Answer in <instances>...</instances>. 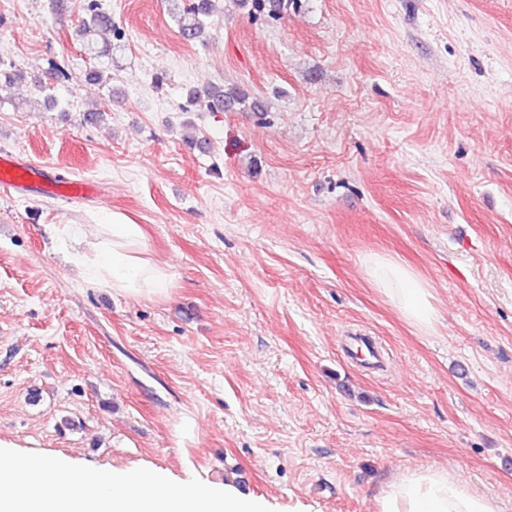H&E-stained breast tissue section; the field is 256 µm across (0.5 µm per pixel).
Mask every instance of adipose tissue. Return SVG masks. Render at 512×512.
Instances as JSON below:
<instances>
[{
  "instance_id": "1",
  "label": "adipose tissue",
  "mask_w": 512,
  "mask_h": 512,
  "mask_svg": "<svg viewBox=\"0 0 512 512\" xmlns=\"http://www.w3.org/2000/svg\"><path fill=\"white\" fill-rule=\"evenodd\" d=\"M55 232L61 250L79 267L86 283L131 298L168 293L169 268L149 257L143 225L123 213L104 215L92 224H60ZM364 268L373 286L405 322L423 333L434 329L438 313L433 293L417 272L378 254L366 256ZM376 512H501V508L495 498L452 478L447 470L425 467L387 483Z\"/></svg>"
}]
</instances>
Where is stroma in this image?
Wrapping results in <instances>:
<instances>
[{
    "mask_svg": "<svg viewBox=\"0 0 512 512\" xmlns=\"http://www.w3.org/2000/svg\"><path fill=\"white\" fill-rule=\"evenodd\" d=\"M101 7L126 31L108 81L83 0H0V72L23 74L0 148L109 187L0 189V443L275 512H375L434 465L512 512V0H302L268 24L226 0L201 42L177 0ZM221 83L267 111L186 109ZM100 211L144 226L168 296L80 279L52 227ZM374 253L429 283L432 333L372 286ZM358 336L380 369L344 355Z\"/></svg>",
    "mask_w": 512,
    "mask_h": 512,
    "instance_id": "stroma-1",
    "label": "stroma"
}]
</instances>
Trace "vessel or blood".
<instances>
[{"mask_svg": "<svg viewBox=\"0 0 512 512\" xmlns=\"http://www.w3.org/2000/svg\"><path fill=\"white\" fill-rule=\"evenodd\" d=\"M0 187L17 195L35 187L45 195L71 201H92L103 192L99 181L61 179L49 165L34 163L11 151H0Z\"/></svg>", "mask_w": 512, "mask_h": 512, "instance_id": "obj_1", "label": "vessel or blood"}]
</instances>
